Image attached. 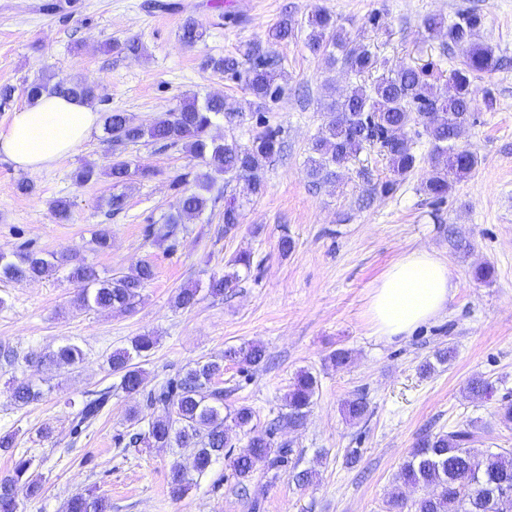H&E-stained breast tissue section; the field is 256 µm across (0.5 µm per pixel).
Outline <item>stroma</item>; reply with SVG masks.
<instances>
[{
  "mask_svg": "<svg viewBox=\"0 0 512 512\" xmlns=\"http://www.w3.org/2000/svg\"><path fill=\"white\" fill-rule=\"evenodd\" d=\"M0 0V125L26 100L27 84L45 74L89 79L100 86L97 112H123L148 125L191 97L222 95L228 117L211 133L248 142L262 126L282 130L285 150L264 162L259 194L241 196L226 183L205 213L182 224L175 239L146 237L147 224L173 211L179 199L173 182L186 189L204 173L203 163L183 146L163 148L145 141L118 152L103 131L41 172L17 170L0 158V247L26 246L46 255L94 266L101 275L130 273L150 263L154 279L129 312L88 309L76 302L68 269L34 282H0V343L12 347L15 363L0 361V435L13 444L0 449V476L19 458L33 459L44 477L35 499L21 498L20 512H62L73 494L95 487L112 501V512H383L401 465L422 435L469 423L483 426L480 448H512V430L497 420L501 403L512 402V0H171L168 11L145 9V0ZM326 9L348 35L375 49L386 68L440 62L443 39H427L422 20L448 19L476 10L484 24L480 41L502 61L474 82L476 98L492 90L497 109L476 111L459 144L479 164L456 183L445 202L432 203L422 190L431 146L417 140L418 161L390 192L386 162L376 149L363 151L335 181L312 187L306 174L307 148L328 117L327 104L344 95L355 79L343 64L328 66L307 46L306 19ZM295 23V36L278 47L282 90L275 99L255 100L240 82L206 68V57L238 55L243 45L264 40L282 16ZM206 31L203 43L180 40L186 19ZM139 40L131 55L125 42ZM150 166L154 174L129 184L125 212L109 215L106 201L117 188L108 176L115 156ZM92 181L76 182L84 166ZM240 195L239 226L225 232L224 201ZM70 202V217H54L55 200ZM112 246L96 250L98 231ZM289 234L294 247L281 254ZM425 247L444 257L458 283L440 318L411 335L375 336L365 316L371 285L407 250ZM252 255L250 271L223 297L208 295L212 274L223 273L239 252ZM495 274L484 284L477 266ZM198 285L195 307H176L179 288ZM156 346L143 359L148 386L183 373L198 361L223 355L225 348L255 342L268 363L241 370L228 362L218 386L224 410L247 406L255 429L277 424L276 442L289 444V463L259 465L247 483L235 476L230 459L247 442L245 430L230 428L232 446L206 474L174 499L168 471L186 459V448L129 447L120 433L146 429L162 415L159 405L119 387L108 358L112 350L142 333ZM78 344L84 360L66 372H37L31 357L65 342ZM453 359L422 374L421 365L444 347ZM337 349L351 363L333 367ZM308 370L318 387L302 426L288 422L285 396L296 373ZM482 376L492 382L488 399L466 391ZM23 379L41 383L44 396L19 407L10 399ZM110 389L100 418L81 435L72 417L88 394ZM364 398L368 413L345 421V400ZM315 468L307 486L295 485L293 468Z\"/></svg>",
  "mask_w": 512,
  "mask_h": 512,
  "instance_id": "obj_1",
  "label": "stroma"
}]
</instances>
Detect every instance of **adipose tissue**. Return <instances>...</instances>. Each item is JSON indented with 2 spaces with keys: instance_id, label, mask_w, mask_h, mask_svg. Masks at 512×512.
Masks as SVG:
<instances>
[{
  "instance_id": "1",
  "label": "adipose tissue",
  "mask_w": 512,
  "mask_h": 512,
  "mask_svg": "<svg viewBox=\"0 0 512 512\" xmlns=\"http://www.w3.org/2000/svg\"><path fill=\"white\" fill-rule=\"evenodd\" d=\"M99 124V112L83 101L42 96L16 108L0 127V154L16 169L36 173L71 153ZM456 289L438 253L426 248L405 252L370 289L367 315L374 334L388 339L412 334L445 313Z\"/></svg>"
}]
</instances>
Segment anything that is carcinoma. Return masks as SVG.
I'll return each mask as SVG.
<instances>
[{"label":"carcinoma","mask_w":512,"mask_h":512,"mask_svg":"<svg viewBox=\"0 0 512 512\" xmlns=\"http://www.w3.org/2000/svg\"><path fill=\"white\" fill-rule=\"evenodd\" d=\"M483 24L477 12L459 14L449 20L428 15L422 21L427 37L448 40V59L456 64L448 69L450 91L438 92L437 81L442 70L436 63L403 66L379 72L383 67L378 56L365 45L351 38L343 27L322 9L308 16L307 45L322 54L331 65L342 61L350 73L372 81L351 86L346 94L328 103L331 119L321 127L308 147L307 175L314 185L331 181L354 157L368 146H375L386 157L391 178L385 182L389 192L416 166L417 156L409 133L426 136L432 146L430 173L424 192L434 201L442 202L454 183L465 178L478 165L477 158L461 148L457 140L463 135L475 112L472 85L483 73L498 66L491 46L477 39ZM295 23L285 17L272 27L266 44L249 43L243 57L249 67L240 68L235 56L209 57L204 65L215 72L245 84L259 100L272 98L281 91L274 47L294 36ZM205 31L194 21L182 26L181 40L194 46L204 40ZM27 97L42 94L67 96L86 102L98 99L97 86L86 81L68 82L43 75L26 87ZM224 115V98L211 95L198 101L193 97L183 102L175 112H169L149 126L134 123L122 112H108L103 130L107 140L117 145L136 144L149 138L165 146L182 144L194 158L208 168L207 178L230 177L245 182L246 194L260 190L259 171L262 163L283 149L281 130L267 127L249 143L237 140L217 142L209 136L215 121ZM154 171L144 165H132L126 159H115L109 175L117 185L125 186L135 177L146 178ZM183 180L176 179L173 188L181 190L177 211L160 223L148 226V236L167 240L176 235L183 219L202 214L209 199L198 191L181 189ZM224 233L237 228L238 206L229 201L224 207ZM60 267L31 250L10 252L0 248V280L24 281L49 276ZM230 271L215 274L209 281V293L218 296L240 280V270L250 271L251 254L242 252L229 263ZM152 265L144 262L131 273L102 277L91 266L78 265L69 278L79 284L78 301L87 308L130 311L142 298L145 285L154 279ZM156 344L149 334L136 336L128 348L112 352L108 362L112 373L120 378V387L129 394L145 391L146 371L135 359L146 357ZM83 351L72 343L58 346L40 356L35 363L48 369H68L83 361ZM266 358L258 344H244L224 350L221 360L198 362L159 388L147 392L152 404H162L171 413L149 424L148 430L130 435L129 444L148 447L191 446L195 452L187 462L176 461L170 467V493L182 497L193 484L194 476L205 474L218 459L224 457L229 436L224 422V391L213 387L224 374V362H234L242 368L259 365ZM317 379L307 370L300 371L285 396L288 419L302 424L316 393ZM467 390L470 396L482 399L494 392L491 382L481 376L472 377ZM43 391L31 380L12 387L14 404L24 406L39 400ZM110 397V391H100L86 400L73 418V431L80 434L100 416ZM367 410L364 399L344 402L346 420L361 419ZM479 439V427L469 424L449 432L425 435L414 444L408 460L402 465L393 489L385 502L386 512H512V449L478 452L472 445ZM287 450L275 447L274 429L252 431L245 449L231 464L240 482L250 480L260 464L275 466L285 462ZM26 487L30 496L43 488L41 473L32 459L15 461L12 472L0 478V512H18L17 489ZM432 487L435 493L418 500L407 499L405 488ZM65 512H112V503L90 488L72 495L65 503Z\"/></svg>","instance_id":"1"}]
</instances>
